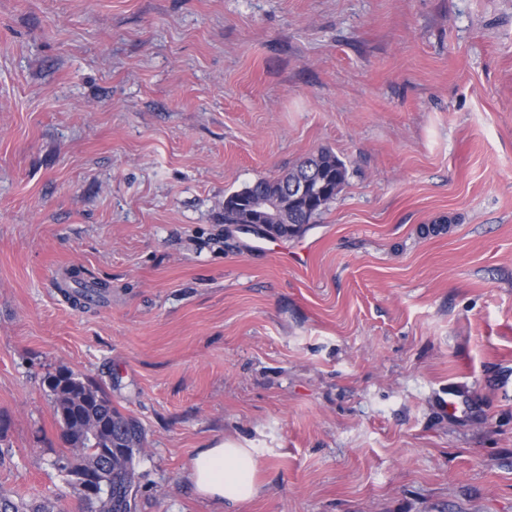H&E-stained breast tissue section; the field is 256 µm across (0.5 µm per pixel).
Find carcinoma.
I'll return each mask as SVG.
<instances>
[{"label":"carcinoma","mask_w":512,"mask_h":512,"mask_svg":"<svg viewBox=\"0 0 512 512\" xmlns=\"http://www.w3.org/2000/svg\"><path fill=\"white\" fill-rule=\"evenodd\" d=\"M315 169L314 182L336 188L317 198L311 208L301 204L283 206L290 181L305 165ZM345 162L328 149L305 158L281 177H261L224 199V223L288 224L300 232L323 212L347 182ZM52 395L54 416L68 434L70 455L62 468L72 476L84 512H137V493L143 477L138 463L145 433L138 420L120 413L98 385L62 369L46 378ZM84 472L100 477L99 490L91 494L73 475ZM0 512H50L44 506L29 507L0 493Z\"/></svg>","instance_id":"cac0c4a2"}]
</instances>
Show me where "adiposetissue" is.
Returning a JSON list of instances; mask_svg holds the SVG:
<instances>
[{"label":"adipose tissue","instance_id":"1","mask_svg":"<svg viewBox=\"0 0 512 512\" xmlns=\"http://www.w3.org/2000/svg\"><path fill=\"white\" fill-rule=\"evenodd\" d=\"M257 468L250 449L220 441L198 451L191 461L189 478L203 497L235 505L255 495Z\"/></svg>","mask_w":512,"mask_h":512}]
</instances>
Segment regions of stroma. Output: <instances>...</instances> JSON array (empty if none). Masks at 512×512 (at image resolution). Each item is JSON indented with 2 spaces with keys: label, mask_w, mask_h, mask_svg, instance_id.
<instances>
[{
  "label": "stroma",
  "mask_w": 512,
  "mask_h": 512,
  "mask_svg": "<svg viewBox=\"0 0 512 512\" xmlns=\"http://www.w3.org/2000/svg\"><path fill=\"white\" fill-rule=\"evenodd\" d=\"M322 149L300 234L225 223ZM61 368L142 424L139 512H512V0H0V490L83 512ZM306 164L315 169L314 184L325 183L322 188L333 186V189L321 198L317 194V203L312 208L302 204L283 206V196L290 181L301 175ZM348 169L345 162L328 149L319 151L316 155L305 158L281 177L268 179L258 178L251 185L228 195L224 199V221L228 224H241L254 229L261 235H267V230L276 224H288L294 227L298 234L306 224L323 212L329 202L336 198L347 182ZM265 203L262 213L256 214L248 208L255 201ZM256 215V217H255ZM267 224H252L255 221ZM258 462L249 448L219 441L192 459L189 478L194 490L211 500L236 505L257 492Z\"/></svg>",
  "instance_id": "35a3bbf8"
}]
</instances>
